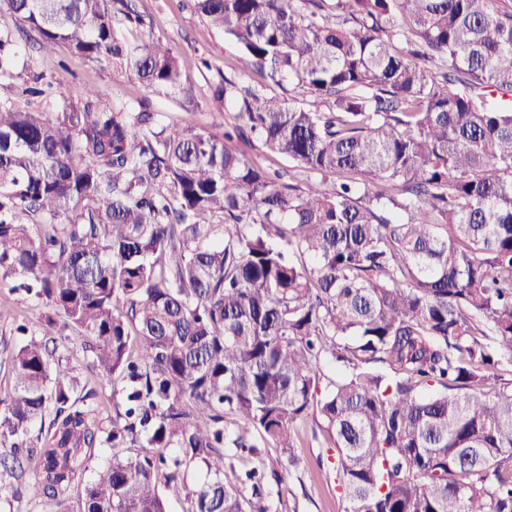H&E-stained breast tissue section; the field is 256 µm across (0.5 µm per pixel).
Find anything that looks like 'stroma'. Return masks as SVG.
I'll use <instances>...</instances> for the list:
<instances>
[{"mask_svg": "<svg viewBox=\"0 0 512 512\" xmlns=\"http://www.w3.org/2000/svg\"><path fill=\"white\" fill-rule=\"evenodd\" d=\"M186 0H136L140 12L151 18L154 37L168 43L180 56L184 70L190 76L193 94L201 109L192 116L198 127L223 134L231 118L212 99V91L220 74L228 72L238 51L223 33L212 29L191 9ZM33 69L62 78L70 83L90 84L113 98L139 97L142 86L133 78L101 70L80 58L57 52L34 54ZM48 309L36 306L25 295L0 289V356L21 345L16 335V322H29L36 338L55 340L60 355L67 357L74 374L88 376V357L80 344L68 337L62 326H48ZM302 442L294 452L287 453L272 445H263L256 454H245L227 460V468L235 477L251 469L269 473L265 503L271 512H344L346 502L336 483V473L326 460L323 437L303 432ZM296 462H289V455Z\"/></svg>", "mask_w": 512, "mask_h": 512, "instance_id": "stroma-1", "label": "stroma"}]
</instances>
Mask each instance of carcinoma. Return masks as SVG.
Here are the masks:
<instances>
[{
  "label": "carcinoma",
  "mask_w": 512,
  "mask_h": 512,
  "mask_svg": "<svg viewBox=\"0 0 512 512\" xmlns=\"http://www.w3.org/2000/svg\"><path fill=\"white\" fill-rule=\"evenodd\" d=\"M3 2L1 78L19 36L198 110L173 48L122 34L147 26L132 0ZM191 2L239 52L222 139L43 74L0 97V286L59 314L121 395L105 425L56 349L19 346L0 479L30 468L61 504L110 448L80 512H267L262 473L249 496L224 483L226 449L289 451L298 424L345 512H512V0ZM286 84L301 98L267 92ZM248 135L295 166L226 144Z\"/></svg>",
  "instance_id": "1"
}]
</instances>
